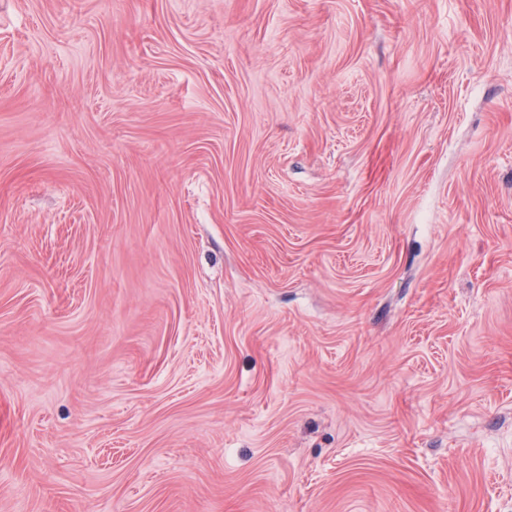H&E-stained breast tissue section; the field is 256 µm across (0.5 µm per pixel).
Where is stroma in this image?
Segmentation results:
<instances>
[{
  "label": "stroma",
  "mask_w": 512,
  "mask_h": 512,
  "mask_svg": "<svg viewBox=\"0 0 512 512\" xmlns=\"http://www.w3.org/2000/svg\"><path fill=\"white\" fill-rule=\"evenodd\" d=\"M0 512H512V0H0Z\"/></svg>",
  "instance_id": "stroma-1"
}]
</instances>
